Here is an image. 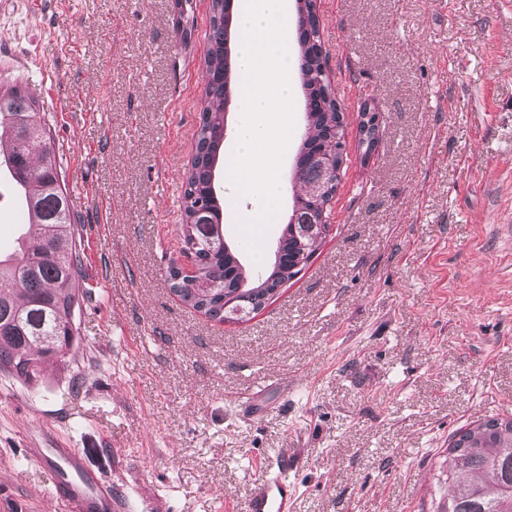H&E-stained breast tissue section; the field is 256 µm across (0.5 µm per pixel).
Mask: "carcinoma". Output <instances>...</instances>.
I'll return each mask as SVG.
<instances>
[{"label": "carcinoma", "mask_w": 512, "mask_h": 512, "mask_svg": "<svg viewBox=\"0 0 512 512\" xmlns=\"http://www.w3.org/2000/svg\"><path fill=\"white\" fill-rule=\"evenodd\" d=\"M317 0H296V31L293 55L304 90L307 128L295 160L294 176L305 179L307 158L325 144L334 146L338 163L344 164L345 112L334 89L322 75L320 20ZM210 48L206 57L207 106L201 112L196 149L185 173L183 224L185 243L195 250L196 269L178 275L168 272L171 291L188 307L216 322L224 321L225 297L242 291L244 315L262 309L274 290L297 276L318 251L322 240L298 241L281 233L277 256L271 265L251 271L239 261L237 249L224 251L223 243L211 246L195 242L193 216L206 211L215 224L211 229L221 239L224 198L215 190L213 168L224 148V103L241 95L242 77L231 73L225 57L227 26L224 0H211ZM14 141L10 156L16 177L28 188L29 243L22 257L0 259V371L29 380L41 362L64 360L77 332L75 311L88 293L76 240L70 197L59 179L50 128L40 115L34 98L14 87L0 94V136ZM376 140L370 122L360 126L363 155ZM40 148V161L33 167L29 150ZM215 287L202 293L196 282ZM446 480L455 495L442 512H512V416L491 415L457 430L448 445Z\"/></svg>", "instance_id": "carcinoma-1"}]
</instances>
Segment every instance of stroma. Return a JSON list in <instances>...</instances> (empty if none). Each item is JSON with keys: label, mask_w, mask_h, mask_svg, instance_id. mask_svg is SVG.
Wrapping results in <instances>:
<instances>
[{"label": "stroma", "mask_w": 512, "mask_h": 512, "mask_svg": "<svg viewBox=\"0 0 512 512\" xmlns=\"http://www.w3.org/2000/svg\"><path fill=\"white\" fill-rule=\"evenodd\" d=\"M211 0H0V86L51 127L90 292L65 361L0 372V512H42L63 442L163 512H437L452 435L512 415V0H318L347 160L308 267L244 322L183 305V181ZM379 124L364 156L359 107ZM268 226L301 184L303 94ZM296 489L287 467L277 465L266 470L254 483L247 501V512H294Z\"/></svg>", "instance_id": "35a3bbf8"}]
</instances>
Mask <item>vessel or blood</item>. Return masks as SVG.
Instances as JSON below:
<instances>
[{
  "instance_id": "vessel-or-blood-1",
  "label": "vessel or blood",
  "mask_w": 512,
  "mask_h": 512,
  "mask_svg": "<svg viewBox=\"0 0 512 512\" xmlns=\"http://www.w3.org/2000/svg\"><path fill=\"white\" fill-rule=\"evenodd\" d=\"M33 464H52L55 481L49 496L61 503L64 512H135L131 498L116 492L99 469L94 468L79 449L58 444L32 448ZM296 489L286 466L266 470L254 483L246 512H294Z\"/></svg>"
}]
</instances>
